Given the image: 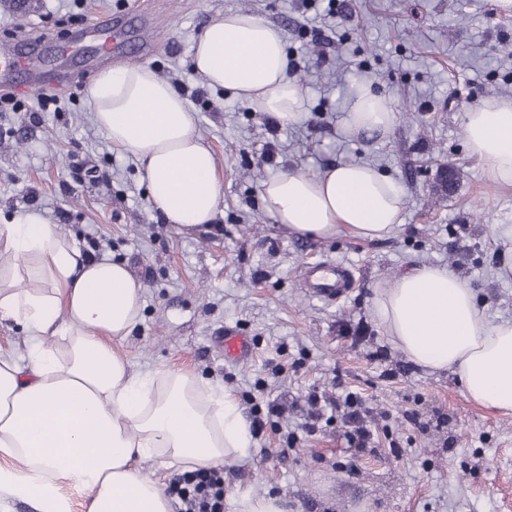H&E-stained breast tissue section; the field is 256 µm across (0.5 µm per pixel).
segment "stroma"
Instances as JSON below:
<instances>
[{
  "mask_svg": "<svg viewBox=\"0 0 512 512\" xmlns=\"http://www.w3.org/2000/svg\"><path fill=\"white\" fill-rule=\"evenodd\" d=\"M0 0V38L40 33L43 80L0 112V216L39 212L92 256L127 263L144 293L142 317L120 346L135 368L182 367L225 387L245 419L285 409L245 458L224 463V494L277 496L285 512H512V414L471 400L452 371L414 364L374 315L377 286L421 265L447 267L472 288L489 323L512 320V278L498 275L512 239V185L491 184L469 155L464 115L512 100V16L495 0ZM246 11L279 28L304 90L301 125L271 128L191 68L196 38L215 17ZM92 27L120 13L118 55L72 44L61 21ZM158 49L143 56L136 33ZM168 83L204 90L197 130L224 178L212 223L179 230L155 209L139 162L95 126L87 90L128 61ZM370 83L397 113L392 130L357 139L347 101ZM413 116H406V109ZM273 159H266L267 145ZM457 177L436 182L444 162ZM368 162L405 192L404 223L385 239L302 238L265 212L261 186L283 171L317 173ZM335 261L355 283L339 302L310 296L302 266ZM251 341L248 361L225 358L217 336ZM357 393L378 444L352 456L342 415L307 434V394ZM419 411L420 424L407 414ZM356 471H349V461Z\"/></svg>",
  "mask_w": 512,
  "mask_h": 512,
  "instance_id": "35a3bbf8",
  "label": "stroma"
}]
</instances>
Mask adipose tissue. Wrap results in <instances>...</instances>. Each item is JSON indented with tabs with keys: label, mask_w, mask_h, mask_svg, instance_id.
<instances>
[{
	"label": "adipose tissue",
	"mask_w": 512,
	"mask_h": 512,
	"mask_svg": "<svg viewBox=\"0 0 512 512\" xmlns=\"http://www.w3.org/2000/svg\"><path fill=\"white\" fill-rule=\"evenodd\" d=\"M193 64L210 87L278 125L303 122V88L287 74L283 33L263 19L224 12L197 38ZM88 97L98 128L140 162L167 221L211 223L224 181L186 100L138 65L102 70ZM395 120L387 96L355 86L344 116L350 135L385 133ZM464 127L487 180L512 184V100L482 104ZM403 198L394 179L362 162L282 172L261 188L275 223L315 239L344 230L387 237L403 223ZM143 306L126 264L90 258L37 214L0 222V321L26 334L23 352L0 351V454L15 462L0 468L1 489L40 512H68L58 493L67 479L87 492L88 512H171L142 462L194 471L244 455L251 434L231 392L165 366L136 370L120 351ZM374 311L412 361L457 373L471 401L512 413V321L488 323L456 273L425 265L397 276L379 288Z\"/></svg>",
	"instance_id": "adipose-tissue-1"
}]
</instances>
